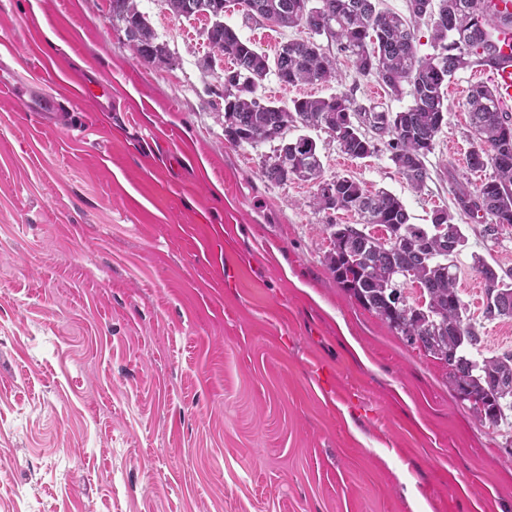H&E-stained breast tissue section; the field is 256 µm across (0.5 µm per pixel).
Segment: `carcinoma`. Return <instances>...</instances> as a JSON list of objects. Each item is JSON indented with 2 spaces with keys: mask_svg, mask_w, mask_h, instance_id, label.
<instances>
[{
  "mask_svg": "<svg viewBox=\"0 0 512 512\" xmlns=\"http://www.w3.org/2000/svg\"><path fill=\"white\" fill-rule=\"evenodd\" d=\"M192 4L184 13L185 2ZM252 2L257 10L244 17L279 28H308L312 35L283 43L269 57L235 28L224 25L208 31L212 53L230 59L241 69L240 80L251 75L262 81L274 73L286 86L328 83L339 80L336 46L363 78L373 77L388 95L399 97L409 90L410 104L396 113L371 103H357L348 93L327 98L303 96L278 105L256 95L257 87L224 88V130L236 145L260 144L256 136L274 129L299 124L318 128L325 117L336 120L338 150L352 158L364 159L384 149L405 177L411 189L421 191L430 179L426 165L435 140L445 123L448 107L445 89L457 72L473 67L490 69L502 61L496 32L512 24L511 18L489 13L490 0H424L431 13H444L454 30L465 38L453 41L431 27L432 53L418 54L416 25L425 17L412 10L408 15L381 7V0H328L331 11L314 12L315 0H235ZM226 0H165L176 16H205L224 9ZM112 21L123 28L127 40L147 64L171 68L175 58L157 37L147 18L138 9L137 0H112ZM323 37L322 45L316 37ZM473 140L477 145L467 156V167L479 171L490 165L494 174L474 191L456 184L455 196L460 209L472 217L488 219L502 228L512 226V117L504 111L493 88L474 85L466 99ZM276 151L283 154L279 166H262V174L271 182L290 179L324 182L323 163L317 145L304 138L280 142ZM337 201L328 207L319 194H313L310 206L318 211H351L360 224H338L331 219L325 230L332 248L327 255L328 268L337 283L364 308L375 313L412 344L448 366V383L463 401L471 403L476 418L490 426L499 425L512 411V354L470 358V349L478 336L467 316V306L457 287V253L444 246L445 238L464 240L460 225L446 210H435L431 223H410L409 214L399 197L386 190L369 191L350 176H336ZM384 224L403 227L406 238L389 246L367 227ZM399 268L410 272L411 281L430 297L435 310L424 314L417 303L404 296V283L392 279ZM484 281L486 314L512 319V283L505 281L482 260L474 264Z\"/></svg>",
  "mask_w": 512,
  "mask_h": 512,
  "instance_id": "obj_1",
  "label": "carcinoma"
}]
</instances>
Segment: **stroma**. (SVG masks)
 I'll use <instances>...</instances> for the list:
<instances>
[{"label":"stroma","mask_w":512,"mask_h":512,"mask_svg":"<svg viewBox=\"0 0 512 512\" xmlns=\"http://www.w3.org/2000/svg\"><path fill=\"white\" fill-rule=\"evenodd\" d=\"M138 5L176 66L138 59L110 0H0L14 76L61 97L91 68L112 84L111 112L73 102L62 122L0 97V512H512V417L481 424L442 362L336 283L314 184L261 173L273 144L226 140L207 18ZM224 20L270 55L305 35ZM336 59L339 81L271 74L258 94L409 105ZM486 81H450L418 193L387 152L345 161L311 133L324 178L390 191L414 224L454 214L477 360L512 353L473 270L512 273V228L454 196L493 173L466 166Z\"/></svg>","instance_id":"obj_1"}]
</instances>
